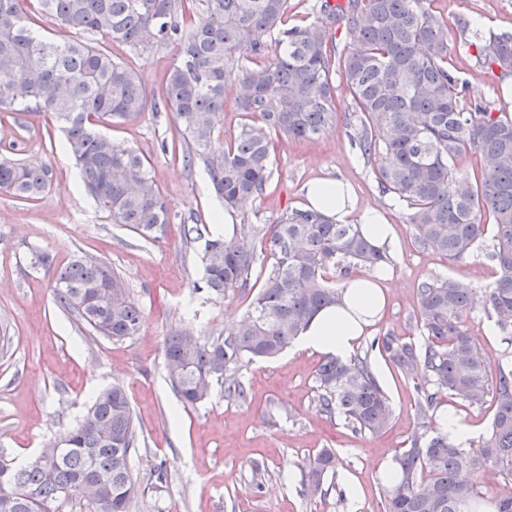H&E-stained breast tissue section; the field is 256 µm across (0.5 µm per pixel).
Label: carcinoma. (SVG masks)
<instances>
[{"instance_id": "cac0c4a2", "label": "carcinoma", "mask_w": 512, "mask_h": 512, "mask_svg": "<svg viewBox=\"0 0 512 512\" xmlns=\"http://www.w3.org/2000/svg\"><path fill=\"white\" fill-rule=\"evenodd\" d=\"M0 0V112L42 114L59 125L85 191L115 224L147 242L163 238L170 208L145 158L97 131L101 124L138 121L158 110L137 71L92 40L146 55L173 46L178 63L164 76V106L173 112L188 165L206 167L224 207L263 194L272 139L311 141L337 126L336 86L347 89L354 121L352 146L373 163L379 191L412 209L415 240L452 262L470 256L491 234L498 276L478 290L452 277L422 282L416 291L423 345L386 334L370 342L416 383L417 415L427 422L446 391L469 404L491 396L489 433L476 448L449 435L415 431L394 458L397 481L384 487L385 512H470L487 501L512 512V495L488 494L468 475L488 470L512 480V351L489 381L469 326L482 310L496 318L512 346V118L492 103L460 106L466 85L450 68L456 48L430 0H322L316 19L288 26V0ZM41 16L76 37L61 43L35 28ZM344 30L347 42H336ZM477 65L512 77V32L469 38L470 22L456 21ZM276 34L275 46L261 40ZM238 89L236 111L246 120L224 147L214 133L224 123L227 87ZM470 150L480 178L459 175L455 159ZM52 182L47 166L0 155V191L37 200ZM188 248L204 241L203 288L217 299L253 294L246 316L230 335L192 336L174 330L163 344L168 381L178 400L193 407L218 385L224 397L246 398L238 371L274 358L298 340L316 313L336 302L324 280L329 266L348 276L388 257L356 224H333L303 209L286 212L261 240L260 250L214 237L204 224H185ZM272 271L258 291L251 276L257 255ZM56 305L77 315L90 332L115 342L139 334L142 311L128 299L124 280L98 258L77 255L58 268ZM319 410L343 418L357 432L380 434L393 415L367 359L327 355L315 372ZM66 447L49 446L17 464L0 458V512H132L137 481L130 455L139 442L125 390L101 392L69 431ZM336 456L324 449L308 464L304 489L324 492L336 477ZM95 477L102 490L90 500L74 495L79 479Z\"/></svg>"}]
</instances>
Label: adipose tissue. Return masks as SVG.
<instances>
[{"mask_svg":"<svg viewBox=\"0 0 512 512\" xmlns=\"http://www.w3.org/2000/svg\"><path fill=\"white\" fill-rule=\"evenodd\" d=\"M306 206L339 224H358L376 247H389L394 229L377 209L361 205L352 186L339 178H319L304 187ZM390 265L355 275L343 283L337 303L322 308L299 339L300 348L316 353L348 357L360 336L377 323L386 304Z\"/></svg>","mask_w":512,"mask_h":512,"instance_id":"ef3b65f1","label":"adipose tissue"}]
</instances>
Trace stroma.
Returning a JSON list of instances; mask_svg holds the SVG:
<instances>
[{"label":"stroma","instance_id":"35a3bbf8","mask_svg":"<svg viewBox=\"0 0 512 512\" xmlns=\"http://www.w3.org/2000/svg\"><path fill=\"white\" fill-rule=\"evenodd\" d=\"M431 7L450 24L461 16L483 19L484 35L512 32V0H431ZM111 51L139 73L150 95L163 98L162 76L178 61L174 49L143 57L117 44ZM450 64L468 84L467 101L489 100L512 115V86L476 67L466 46H459ZM101 131L150 163L171 205L164 239L144 242L131 228L113 223L74 185L76 167L62 146L63 136L43 116L0 112V150L46 164L53 174L51 188L37 200L0 192V455L18 464L30 461L45 441H57L71 429L99 392L117 384L129 397L140 434L130 458L140 484L133 512H384L380 464L408 447L420 422L413 380L379 353L368 352V344L386 333L422 343L418 284L453 277L475 288L490 287L497 276L490 247L461 262L418 250L409 208L381 195L345 126L311 142L275 139L264 195L242 201L232 214L252 244L260 242L259 229L303 208V185L322 177L348 181L359 200L380 208L395 228L386 312L357 347L368 353L394 417L380 436L354 432L342 418H327L315 400L321 357L294 347L240 370L245 401L225 400L217 389L208 401L185 409L166 377L165 336L174 329L197 336L230 333L249 300L236 294L219 301L198 286L203 267L198 253L185 250L181 227L210 223L217 198L203 164L186 167L173 112L162 107L136 123L105 125ZM38 251L51 253L54 267L77 254L110 263L144 312L140 333L114 342L89 333L60 310L52 269L31 265ZM469 325L489 371H496L507 345L494 318L479 311ZM326 448L339 459L336 489L313 496L304 490L303 472ZM160 464L168 477L158 487L151 474ZM352 485L359 500L344 495Z\"/></svg>","mask_w":512,"mask_h":512}]
</instances>
